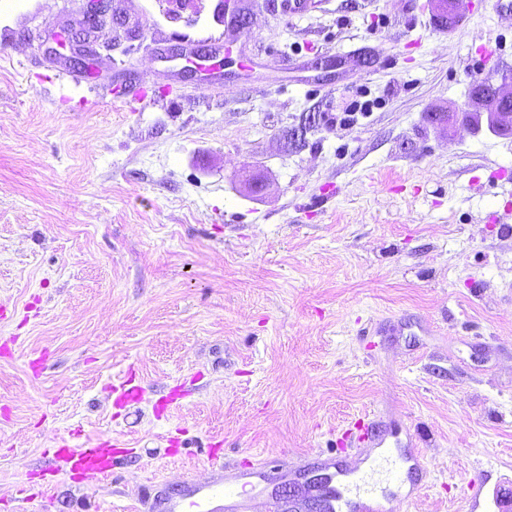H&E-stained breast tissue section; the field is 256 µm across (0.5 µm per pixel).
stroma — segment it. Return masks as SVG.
Listing matches in <instances>:
<instances>
[{"label":"stroma","instance_id":"obj_1","mask_svg":"<svg viewBox=\"0 0 512 512\" xmlns=\"http://www.w3.org/2000/svg\"><path fill=\"white\" fill-rule=\"evenodd\" d=\"M473 2L448 31L428 0H257L190 28L230 46L209 77L155 0H111L127 27L80 67L46 51L81 0L0 15V512H122L210 480V444L302 497L319 449L355 464L376 428L422 438L393 512L512 499V137L429 118L512 74V13ZM103 436L111 478L55 457Z\"/></svg>","mask_w":512,"mask_h":512}]
</instances>
